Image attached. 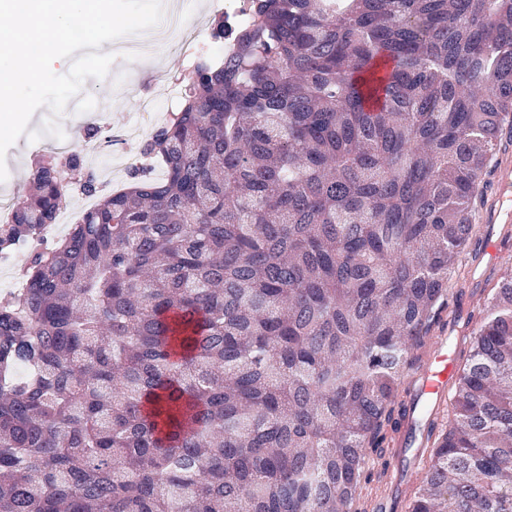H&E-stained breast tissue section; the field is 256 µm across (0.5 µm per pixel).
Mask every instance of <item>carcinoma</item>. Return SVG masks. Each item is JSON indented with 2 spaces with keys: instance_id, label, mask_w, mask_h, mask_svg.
Segmentation results:
<instances>
[{
  "instance_id": "carcinoma-1",
  "label": "carcinoma",
  "mask_w": 512,
  "mask_h": 512,
  "mask_svg": "<svg viewBox=\"0 0 512 512\" xmlns=\"http://www.w3.org/2000/svg\"><path fill=\"white\" fill-rule=\"evenodd\" d=\"M104 192L51 156L0 224V512H363L512 129V0H251ZM96 199L39 248L67 190ZM408 512H512V273ZM375 455L372 466L366 459Z\"/></svg>"
}]
</instances>
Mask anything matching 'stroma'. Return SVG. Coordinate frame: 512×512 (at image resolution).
Instances as JSON below:
<instances>
[{
	"label": "stroma",
	"mask_w": 512,
	"mask_h": 512,
	"mask_svg": "<svg viewBox=\"0 0 512 512\" xmlns=\"http://www.w3.org/2000/svg\"><path fill=\"white\" fill-rule=\"evenodd\" d=\"M189 71V62L178 52L163 50L150 59L115 57L109 79L87 78L82 92L67 105L59 119L64 139L46 135L32 142L23 136L11 146L0 197L16 196L19 187L28 183L33 158L52 152L79 151L102 184L120 185L129 168L141 162L142 145L156 128L140 112V94L150 95L159 107H168L179 93L180 76ZM90 126L100 127L97 138H87Z\"/></svg>",
	"instance_id": "obj_1"
}]
</instances>
